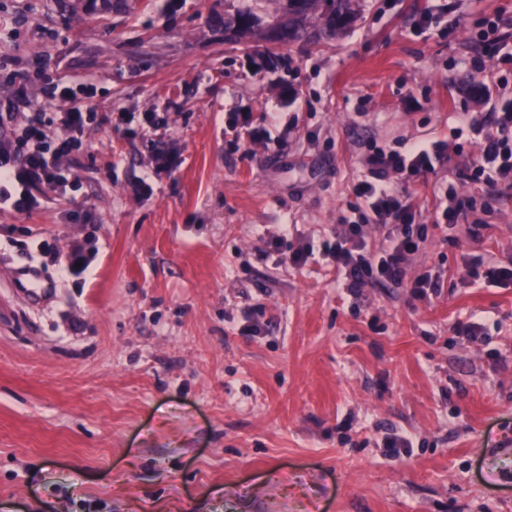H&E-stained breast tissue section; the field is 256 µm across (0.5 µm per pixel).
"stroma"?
<instances>
[{"label":"stroma","mask_w":512,"mask_h":512,"mask_svg":"<svg viewBox=\"0 0 512 512\" xmlns=\"http://www.w3.org/2000/svg\"><path fill=\"white\" fill-rule=\"evenodd\" d=\"M245 8L260 28L225 41ZM283 8L0 0V101L22 86L59 112L65 85L99 113L164 117L180 153L152 175L159 144L92 123L59 161L66 193L0 211V512H512V288L456 285L462 250L512 256V190L479 240L464 217L453 241L430 232L411 266H444L428 300L352 295L268 248L282 224L328 236L370 147L491 110L469 63L493 48L471 30L512 23V0H350L334 39L271 59L255 45ZM477 152L412 187L426 215ZM77 245L89 267L72 275ZM29 267L52 290L36 303L13 287ZM472 319L482 340L457 332ZM403 432L410 453L384 448Z\"/></svg>","instance_id":"1"}]
</instances>
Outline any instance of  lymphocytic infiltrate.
Listing matches in <instances>:
<instances>
[{
    "mask_svg": "<svg viewBox=\"0 0 512 512\" xmlns=\"http://www.w3.org/2000/svg\"><path fill=\"white\" fill-rule=\"evenodd\" d=\"M502 55L499 61L475 64L476 72L495 76L502 104L489 112H463L456 118L453 141L420 140L402 144L400 149L381 147L370 151L363 163L362 179L353 194L364 205L361 222L337 224L321 248L310 244L293 245L289 225H282L270 237L276 261L295 268L315 260L333 265L344 279L343 286L357 293L370 283H390L409 288L413 295L428 299L439 294L441 274L425 270L410 272L414 258L428 236V224L416 210L410 185L418 178L450 165L461 155L464 143L477 144L479 153L471 160L465 180L491 187L512 189V81L500 76L499 64L512 62V33L504 31L500 19L480 18ZM56 100L67 103L61 120L35 111L26 96L0 105V198L13 183H21L24 193L16 205L17 212H31L38 205L32 190L46 186L64 190L66 178L61 173L60 158L78 153L79 138L94 121L111 124V114L96 115L86 105L74 102L69 88H61ZM378 235L376 245L367 242L366 227ZM464 273L459 279L463 288L478 285L512 288V258L500 260L484 253H463Z\"/></svg>",
    "mask_w": 512,
    "mask_h": 512,
    "instance_id": "lymphocytic-infiltrate-1",
    "label": "lymphocytic infiltrate"
}]
</instances>
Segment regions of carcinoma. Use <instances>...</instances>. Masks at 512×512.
<instances>
[{
    "mask_svg": "<svg viewBox=\"0 0 512 512\" xmlns=\"http://www.w3.org/2000/svg\"><path fill=\"white\" fill-rule=\"evenodd\" d=\"M288 26L284 28L282 46L328 39L345 29L352 21L347 0H286ZM256 25V18L240 11L224 21V29L247 33Z\"/></svg>",
    "mask_w": 512,
    "mask_h": 512,
    "instance_id": "carcinoma-1",
    "label": "carcinoma"
}]
</instances>
